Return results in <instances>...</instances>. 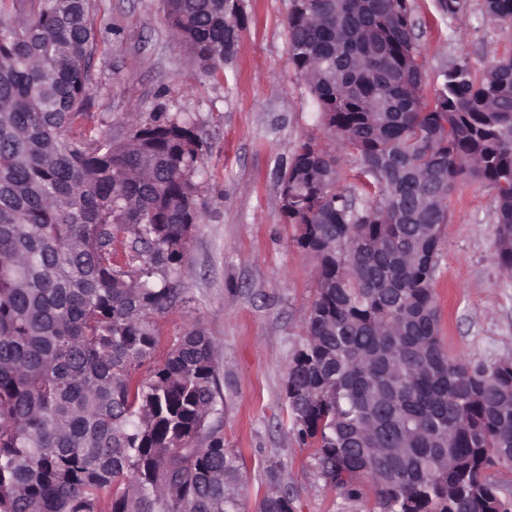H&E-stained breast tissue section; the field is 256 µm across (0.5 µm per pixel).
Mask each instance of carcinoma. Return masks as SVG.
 I'll use <instances>...</instances> for the list:
<instances>
[{"label": "carcinoma", "instance_id": "cac0c4a2", "mask_svg": "<svg viewBox=\"0 0 512 512\" xmlns=\"http://www.w3.org/2000/svg\"><path fill=\"white\" fill-rule=\"evenodd\" d=\"M163 5L202 70L223 71L242 0ZM484 8L512 22V0ZM91 14L0 12V512H239L215 345L192 325L160 361L152 320L183 301L203 141L167 112L119 143L88 124ZM287 27L331 141L296 145L281 175L318 272L288 367L293 425L325 478L375 486L378 512H512L486 477L512 471V360L450 357L434 291L462 179L495 191L512 272V57L478 77L454 60L426 100L410 0H290ZM348 155L357 183L340 187ZM260 512H294L274 477Z\"/></svg>", "mask_w": 512, "mask_h": 512}]
</instances>
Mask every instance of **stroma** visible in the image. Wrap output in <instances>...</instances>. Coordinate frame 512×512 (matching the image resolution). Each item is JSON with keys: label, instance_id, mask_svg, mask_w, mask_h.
Returning a JSON list of instances; mask_svg holds the SVG:
<instances>
[{"label": "stroma", "instance_id": "obj_1", "mask_svg": "<svg viewBox=\"0 0 512 512\" xmlns=\"http://www.w3.org/2000/svg\"><path fill=\"white\" fill-rule=\"evenodd\" d=\"M94 3L91 124L121 142L132 119L168 112L186 118L204 142L196 182L207 207L179 274L189 302L153 320L162 340L193 322L216 345L224 445L245 460L242 512H258L273 473L294 512H374V486L352 494L326 480L289 419L288 366L306 336L317 276L297 243L300 227L283 215L281 174L300 140L329 144L318 106L289 64V0H244L236 54L214 76L174 37L162 0ZM412 5L424 97L459 56L477 73L512 56V26L490 21L484 0H467L453 18L436 0ZM448 210L434 285L441 343L474 363L512 360V274L496 258L494 193L460 181Z\"/></svg>", "mask_w": 512, "mask_h": 512}]
</instances>
